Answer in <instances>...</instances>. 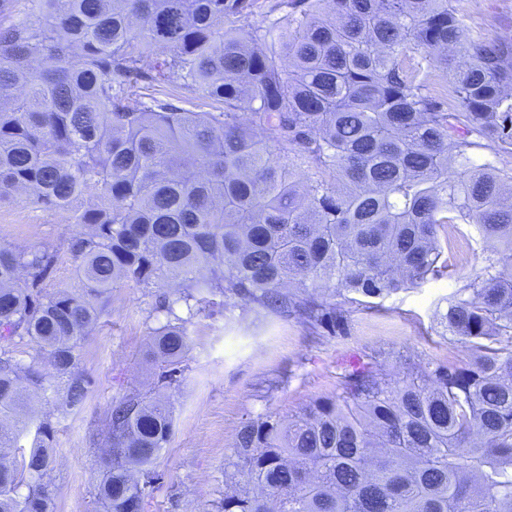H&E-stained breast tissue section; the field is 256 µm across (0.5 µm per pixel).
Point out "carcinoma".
Returning a JSON list of instances; mask_svg holds the SVG:
<instances>
[{
  "instance_id": "carcinoma-1",
  "label": "carcinoma",
  "mask_w": 512,
  "mask_h": 512,
  "mask_svg": "<svg viewBox=\"0 0 512 512\" xmlns=\"http://www.w3.org/2000/svg\"><path fill=\"white\" fill-rule=\"evenodd\" d=\"M16 2L0 203L85 231L67 240L78 293L47 291L57 250L0 247V512H52L55 430L20 417L22 383L83 404L80 342L114 284L175 289L148 350L168 387L189 349L178 306L237 298L333 331L332 297L417 289L458 246L484 266L439 320L468 359L396 379L345 364L332 395L246 422L219 512H512V174L475 157L512 153V38L470 37L454 0H27L19 20ZM436 64L456 112L430 92ZM107 426L96 496L143 512L172 410L127 396ZM29 434L19 472L4 450Z\"/></svg>"
}]
</instances>
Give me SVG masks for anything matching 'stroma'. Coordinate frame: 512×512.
Returning <instances> with one entry per match:
<instances>
[{
  "mask_svg": "<svg viewBox=\"0 0 512 512\" xmlns=\"http://www.w3.org/2000/svg\"><path fill=\"white\" fill-rule=\"evenodd\" d=\"M470 36L512 38V0H458ZM64 216L22 200L0 204V245L58 251L52 289L80 290L66 241L79 233ZM449 274L387 298L381 307L343 303L336 332L312 329L297 317L233 299L223 313L209 307L191 317L189 349L167 391L173 435L158 459L159 479L144 512H217L224 498V456L243 423L261 415L288 416L331 394L343 363L378 357L391 374L403 366L466 359L436 317L447 297L482 265L480 252H448ZM157 291L119 282L98 304L99 318L81 343L78 370L93 384L77 410L57 407L53 394L30 404L55 428L56 463L47 477L54 512H104L95 495L106 446L104 419L112 402L151 392L156 377L146 353L151 332L166 323Z\"/></svg>",
  "mask_w": 512,
  "mask_h": 512,
  "instance_id": "obj_1",
  "label": "stroma"
}]
</instances>
